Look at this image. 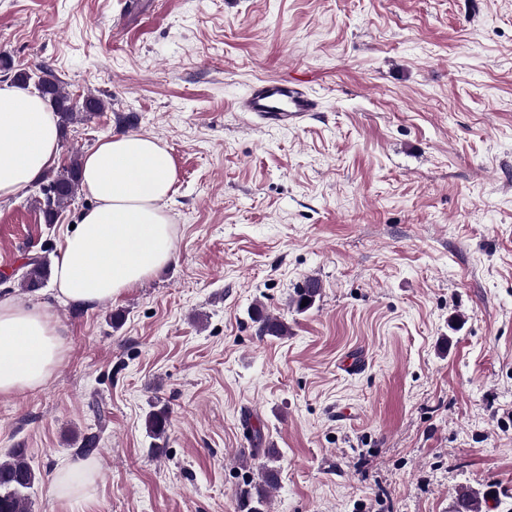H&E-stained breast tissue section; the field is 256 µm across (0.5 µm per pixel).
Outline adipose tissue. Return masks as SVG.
<instances>
[{
	"label": "adipose tissue",
	"instance_id": "obj_1",
	"mask_svg": "<svg viewBox=\"0 0 512 512\" xmlns=\"http://www.w3.org/2000/svg\"><path fill=\"white\" fill-rule=\"evenodd\" d=\"M58 148V118L41 96L0 82V200L39 183ZM175 179L172 155L152 137L116 133L89 151L82 183L95 204L59 245L57 295L92 308L168 265L176 254L166 209ZM63 350L45 307L0 296V396L45 386Z\"/></svg>",
	"mask_w": 512,
	"mask_h": 512
}]
</instances>
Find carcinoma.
I'll return each mask as SVG.
<instances>
[{
	"label": "carcinoma",
	"instance_id": "1",
	"mask_svg": "<svg viewBox=\"0 0 512 512\" xmlns=\"http://www.w3.org/2000/svg\"><path fill=\"white\" fill-rule=\"evenodd\" d=\"M39 94L49 102L61 119L62 127L82 121L93 112H102L106 102L93 95H88L80 104L62 87L61 82L50 72L38 82ZM46 192L36 198L37 208L43 213L45 221L54 223L56 216L74 198L81 185V155L74 153L70 165L64 171L43 178ZM25 271L19 280V288L26 292L43 287L51 274L50 264L41 257H31L24 264ZM321 287L318 279L309 278L304 285L297 288L289 298V307L305 312L313 307L320 296ZM307 304H302V300ZM254 318L260 325V331L267 336L281 338L288 335V323L280 317L268 314L263 305L254 307ZM147 434L153 438L166 435L170 427L167 408L151 410L145 418ZM248 439L256 445L252 449L251 459L264 457V462L256 466V476L247 480L237 492L239 512H268L269 494L279 484L280 451L277 448L261 447L263 436L261 429H247ZM36 481V472L27 461L24 450L17 449L7 460L0 461V512H29L28 492ZM490 496L471 488L458 491L454 501V512H480V500Z\"/></svg>",
	"mask_w": 512,
	"mask_h": 512
}]
</instances>
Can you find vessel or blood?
I'll use <instances>...</instances> for the list:
<instances>
[{"mask_svg": "<svg viewBox=\"0 0 512 512\" xmlns=\"http://www.w3.org/2000/svg\"><path fill=\"white\" fill-rule=\"evenodd\" d=\"M239 108L263 124L295 128L318 110L319 103L300 81L270 77L253 83L241 98Z\"/></svg>", "mask_w": 512, "mask_h": 512, "instance_id": "vessel-or-blood-1", "label": "vessel or blood"}]
</instances>
